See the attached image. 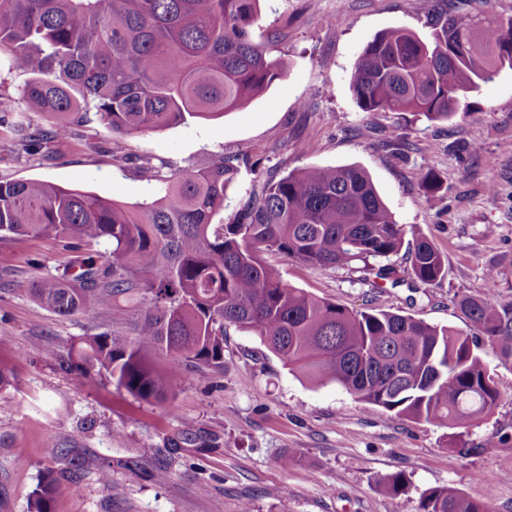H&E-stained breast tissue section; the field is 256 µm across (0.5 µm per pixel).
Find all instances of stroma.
<instances>
[{
	"instance_id": "stroma-1",
	"label": "stroma",
	"mask_w": 512,
	"mask_h": 512,
	"mask_svg": "<svg viewBox=\"0 0 512 512\" xmlns=\"http://www.w3.org/2000/svg\"><path fill=\"white\" fill-rule=\"evenodd\" d=\"M490 9L512 17V0H262L251 30L286 64L250 106L165 129L115 134L99 121L72 137L29 151L14 122L46 129L30 109L29 80L0 52V93L13 110L0 118V181L35 179L137 207L162 194L142 179L151 163L163 173L210 165L246 153L261 170L358 165L371 176L398 223L414 227L444 255L436 284L376 288L357 267L320 268L268 253L288 284L353 310H387L469 331L458 302L481 295L487 269L498 294L512 300V69L469 93L448 121L414 112H365L349 84L363 48L402 26L429 37L432 8ZM267 41V40H266ZM479 142L470 151V142ZM434 171L440 196L426 198ZM73 257L55 237L0 241V365L14 379L0 393V512H28L49 466L52 440L80 453L90 469L79 492L60 489L54 512H418L423 491L458 489L486 512H512V365L484 360L501 397L492 413L463 434L359 403L333 384L292 371L252 332L228 328L224 368L186 377L162 403L116 389L106 373L63 372L61 356L81 337L127 331L148 302L137 299L90 314L62 317L29 293L33 280L57 273ZM203 426L218 451L169 453L176 430ZM112 468V486L97 480ZM166 480L154 477L157 469ZM404 474L410 490L386 495L379 481Z\"/></svg>"
}]
</instances>
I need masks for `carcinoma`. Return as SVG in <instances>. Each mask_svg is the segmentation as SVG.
Here are the masks:
<instances>
[{
	"instance_id": "cac0c4a2",
	"label": "carcinoma",
	"mask_w": 512,
	"mask_h": 512,
	"mask_svg": "<svg viewBox=\"0 0 512 512\" xmlns=\"http://www.w3.org/2000/svg\"><path fill=\"white\" fill-rule=\"evenodd\" d=\"M259 0H0V51L31 75L30 105L53 118L49 131L13 125L38 150L71 136L89 114L119 134L171 127L189 118L240 111L286 66L250 38ZM432 39L388 29L366 45L349 77L365 112H417L450 120L468 93L512 68V17L438 13ZM78 91L77 102L72 91ZM246 154L220 156L203 169L165 176L163 196L137 209L50 182H0V239L8 234L61 237L76 252L58 274L32 283L34 299L60 316L110 308L119 298L149 301L130 336L82 337L59 368L105 371L117 388L161 402L190 368L224 369L227 327L246 329L292 370L334 383L357 401L437 427L464 431L492 413L500 391L477 341L452 327L388 311L354 312L284 282L263 255L323 268L363 263V272L395 286L390 263L411 235L413 279L434 284L446 263L427 237L396 222L368 174L353 165L259 176L227 223L226 189ZM103 243L108 255L83 247ZM381 264L371 266L369 259ZM459 309L496 357L512 363V300L493 288L464 297ZM174 452L212 453L217 434L183 429ZM29 512H53L59 487L80 486L86 459L53 441ZM389 495L407 491L403 474L381 480ZM420 512H485L452 487L426 490Z\"/></svg>"
}]
</instances>
